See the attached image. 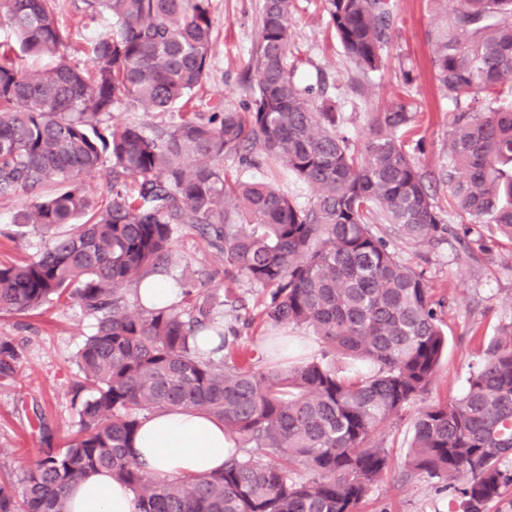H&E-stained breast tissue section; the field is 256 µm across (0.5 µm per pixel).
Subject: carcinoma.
I'll return each mask as SVG.
<instances>
[{"label":"carcinoma","instance_id":"1","mask_svg":"<svg viewBox=\"0 0 512 512\" xmlns=\"http://www.w3.org/2000/svg\"><path fill=\"white\" fill-rule=\"evenodd\" d=\"M431 37L435 80L450 113L453 204L472 224L512 239V0H454ZM105 30L91 66L57 19L58 0H0L19 52L0 42V196L32 192L15 223L49 232L35 258L0 263V313L63 298L96 327L77 355L76 419L21 488L0 479V512H65L64 491L105 471L134 494L135 512H360L389 457L372 445L388 421L431 391L447 338L423 275L392 239L432 241L448 231L427 175L405 148L417 107L404 96L372 114L363 149L336 129V104L315 103L290 61L293 0H263L248 61L255 88L242 112L218 103L181 112L160 135L103 117L118 105L170 111L206 78L210 0H82ZM336 38L364 75L385 67L391 0H328ZM24 55L51 67L23 70ZM312 186L307 205L266 182L231 179L224 158L254 152ZM109 165V197L94 206L79 176ZM82 223L76 220L82 216ZM192 229L224 258L222 277L269 289L265 321L308 326L326 352L370 361L352 380L324 359L244 367L224 350V300L183 291L181 305L135 310L126 287L175 259ZM200 409L224 422L237 448L224 469L158 481L132 455L150 414ZM512 322L499 328L463 392L422 407L408 465L454 491L449 512H489L512 472Z\"/></svg>","mask_w":512,"mask_h":512}]
</instances>
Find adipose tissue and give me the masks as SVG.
I'll use <instances>...</instances> for the list:
<instances>
[{"mask_svg": "<svg viewBox=\"0 0 512 512\" xmlns=\"http://www.w3.org/2000/svg\"><path fill=\"white\" fill-rule=\"evenodd\" d=\"M233 449L222 422L201 411L177 410L149 416L132 451L158 477L175 479L219 471ZM65 512H135V504L126 486L97 472L66 490Z\"/></svg>", "mask_w": 512, "mask_h": 512, "instance_id": "obj_1", "label": "adipose tissue"}]
</instances>
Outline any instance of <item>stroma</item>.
I'll return each mask as SVG.
<instances>
[{
	"label": "stroma",
	"mask_w": 512,
	"mask_h": 512,
	"mask_svg": "<svg viewBox=\"0 0 512 512\" xmlns=\"http://www.w3.org/2000/svg\"><path fill=\"white\" fill-rule=\"evenodd\" d=\"M396 17L386 49L383 77H360L346 57L332 30L326 0H294L291 15L293 51L298 57L295 78L336 101L341 114L339 132L355 147H363L372 112L396 95L408 92L418 104V122L407 146L422 172L431 176V192L442 209L449 232L438 242L399 240L400 260L423 272L438 315L448 337L430 399L446 400L461 391L472 365L499 327L512 322V242L497 225H475L470 236L457 234L461 221L451 204L448 185L438 182V172L448 165V114L451 102L435 89L430 36L442 24L433 0H391ZM81 0H59L57 17L83 53L102 31L91 23L79 5ZM263 0H211L213 20L210 67L204 82L186 106L190 112L209 111L215 102L242 110L254 84L245 73L260 32ZM224 168L231 177L272 183L295 201L305 204L313 189L285 168L266 160L254 165L228 158ZM32 194L0 198V263L34 258L48 243L47 235L32 226L16 223ZM177 261L164 271L171 287L181 288L185 277L210 289L208 277L222 268V257L197 232L184 229L174 242ZM231 294L242 298L248 324L225 310V326L239 332L235 344L241 358L267 365L264 344L272 330L262 317L268 292L246 279L229 283ZM96 319L74 300L46 305L38 310L0 316V343L15 352L8 367H0V476L20 483L25 471L43 449L62 447L76 417L71 389L78 377L76 353L90 336ZM418 404H411L401 420L387 424L374 436L375 446L385 449L390 467L372 487L362 512H448L450 490L414 473L406 464L414 434Z\"/></svg>",
	"instance_id": "35a3bbf8"
}]
</instances>
